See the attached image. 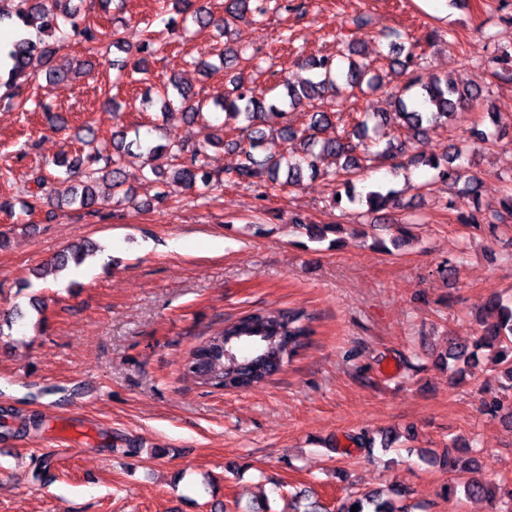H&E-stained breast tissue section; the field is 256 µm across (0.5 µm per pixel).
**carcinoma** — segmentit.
<instances>
[{"mask_svg":"<svg viewBox=\"0 0 512 512\" xmlns=\"http://www.w3.org/2000/svg\"><path fill=\"white\" fill-rule=\"evenodd\" d=\"M71 0H0V17L13 16L24 26L39 25L46 38L34 41L22 33L12 43L7 52L11 61L9 77L5 85L11 90L10 104L20 112H29L36 107L45 113L50 126L62 128L59 120L52 114L51 107L42 101L34 102L24 95L28 81V69L33 62L46 67V79L66 81L70 78L71 68L56 66L53 58L56 54L54 43L49 41L63 23L70 24L72 30L86 44V49L93 52L102 41L103 33L82 17L78 10L68 9L65 4ZM276 0H224V17L221 24L224 30L243 18H250L256 25H262L265 16L272 10L271 4ZM173 6L176 13L182 15V22L192 20L203 30L215 24L211 11L195 0H160L156 13L143 21V39L139 58H112V69L118 71L121 78L126 73H136L145 69L148 57L157 51L161 43L160 35L166 33L174 36L178 33L175 18H164L168 6ZM339 45H347V51H338V55L310 54L301 59V67L308 72V78L295 86L289 80L281 81L285 93L277 103L265 105V97L259 96L255 88L247 86L245 74L261 71L263 62L258 50L246 48L234 50L225 48L219 54V60L225 71L233 72L230 83L233 89L221 100L213 102L191 93V89L177 80L163 86L157 92L159 111L164 120L181 118L193 122L197 119L204 123V128H211L206 118L209 111L224 113L222 128H232L239 132L236 139H227L219 135H206L204 143L188 147L174 139L164 143L151 141L140 136L134 130V138L128 139V131L122 127L112 131V152L103 153L99 147H92L96 141L93 127L85 128V144L90 146L87 155H75L66 164V173L79 178V184H70L63 189H55L56 204L84 210L88 214L98 213L99 198L94 187L95 174L102 171L112 179L113 194L121 192L122 159L132 149L147 155L152 161L165 159L168 170L159 166L151 167V173L160 184L153 196L154 204L160 208L172 198L171 187L181 185L191 188L200 183L211 188L221 179L206 169L204 160L205 145H222L239 156L236 167L225 172V177L239 183L264 188L263 196H268L281 185L279 176L282 161L286 156L267 155L259 158L264 132L262 126L271 116L283 119L279 137L284 143L292 144L300 153L299 159L287 164V183L296 185L300 182L304 169L318 173L317 160L324 154L333 155L343 163L340 169L331 174L336 181L335 194H345L348 201L360 200L371 210L379 211L389 207L393 202L394 191L372 189L360 198L351 190V181L346 175L363 167L365 162L383 160L390 167L427 166L437 172V177L453 185L463 184L460 195L470 203V210L460 214L466 224H496L502 214L512 217V188L506 191L501 200L503 213L487 216L479 208L481 181L476 176L465 174L457 161L462 158V151L442 157H421L411 152L412 141L426 135L432 128L445 122L449 117L465 110L476 101L481 92L460 88L435 73L427 71L423 55L417 52V44L409 41L400 33L391 32L383 35L387 40L388 51H379L378 58L389 59L391 66L398 67V74L404 77V84L391 90L389 98L395 104V111L402 120L407 134L390 141L379 153L370 152L367 143L369 116L359 121L351 132L333 138H321L322 131L334 126L336 114L340 112L342 102L339 97L344 90H363L367 87L377 90L382 83L372 76L371 65L358 60L362 55L361 40L345 41V34H335ZM492 63L512 80V44L498 49ZM305 105L314 112L309 114V124L298 130L288 122V113ZM294 227L306 234L313 241H322L327 234L339 228L337 224H301ZM91 243L72 245L61 253L52 267L56 271L64 270L69 262L75 266L84 263L86 256L94 251ZM487 309L492 321L485 324L481 333L470 344L448 343L445 351L438 354L437 364L443 368L455 366V374L463 379L466 371L480 368L479 351L491 352L485 372H491L497 378L506 381L503 388L512 390V300L498 295L490 297ZM314 316L306 310L288 309L274 314L252 312L231 320L224 329L206 337L194 346L185 360L183 372L191 376L199 385L213 388L250 387L260 384L269 376L280 370L278 364H265V360L281 349L280 337H288V358L296 356L305 348L310 337L315 334ZM358 506L357 512H408L404 506H396L383 497L379 491L367 493L360 498L342 501L336 512H351L352 506Z\"/></svg>","mask_w":512,"mask_h":512,"instance_id":"cac0c4a2","label":"carcinoma"}]
</instances>
